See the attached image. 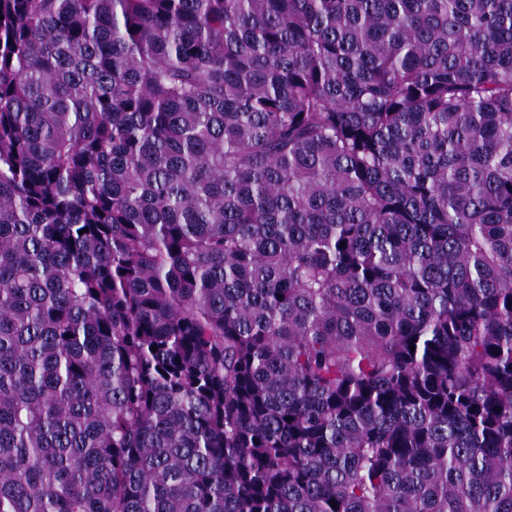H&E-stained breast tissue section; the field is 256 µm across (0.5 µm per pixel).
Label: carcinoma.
<instances>
[{
    "instance_id": "obj_1",
    "label": "carcinoma",
    "mask_w": 512,
    "mask_h": 512,
    "mask_svg": "<svg viewBox=\"0 0 512 512\" xmlns=\"http://www.w3.org/2000/svg\"><path fill=\"white\" fill-rule=\"evenodd\" d=\"M0 15V512H512V0Z\"/></svg>"
}]
</instances>
